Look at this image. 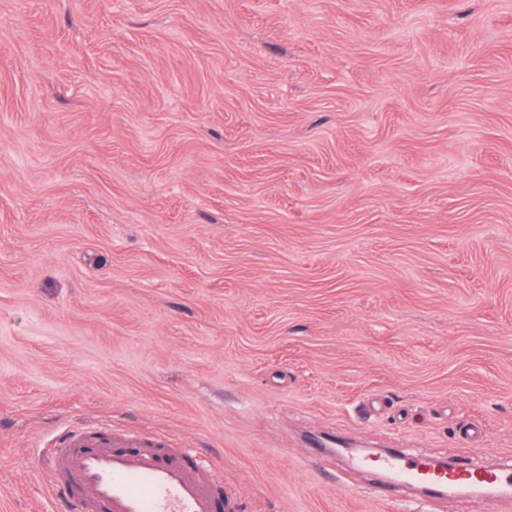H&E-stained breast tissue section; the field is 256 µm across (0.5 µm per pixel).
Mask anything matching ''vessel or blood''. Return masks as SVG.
<instances>
[{
  "instance_id": "1",
  "label": "vessel or blood",
  "mask_w": 512,
  "mask_h": 512,
  "mask_svg": "<svg viewBox=\"0 0 512 512\" xmlns=\"http://www.w3.org/2000/svg\"><path fill=\"white\" fill-rule=\"evenodd\" d=\"M364 466L429 486H512L511 470L451 467L433 459L367 457ZM49 487L68 512H230L213 472L191 462L169 437L105 427L67 429L46 461Z\"/></svg>"
}]
</instances>
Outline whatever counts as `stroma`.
<instances>
[{
  "label": "stroma",
  "mask_w": 512,
  "mask_h": 512,
  "mask_svg": "<svg viewBox=\"0 0 512 512\" xmlns=\"http://www.w3.org/2000/svg\"><path fill=\"white\" fill-rule=\"evenodd\" d=\"M92 424L238 512H512L324 446L512 461V0H0V512Z\"/></svg>",
  "instance_id": "1"
}]
</instances>
